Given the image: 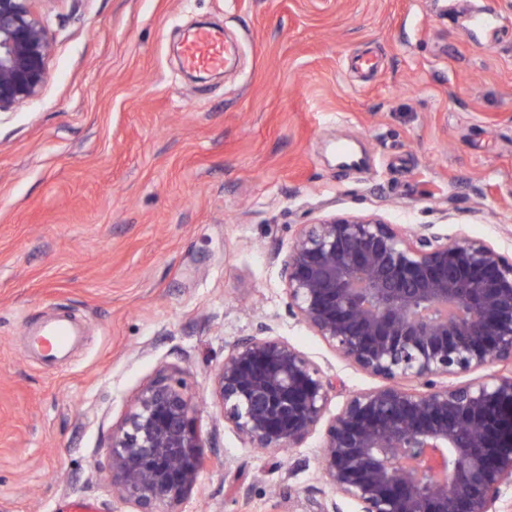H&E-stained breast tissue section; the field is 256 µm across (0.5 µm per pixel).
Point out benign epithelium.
<instances>
[{
	"label": "benign epithelium",
	"instance_id": "obj_1",
	"mask_svg": "<svg viewBox=\"0 0 512 512\" xmlns=\"http://www.w3.org/2000/svg\"><path fill=\"white\" fill-rule=\"evenodd\" d=\"M38 0H0V112L36 98L53 45ZM288 311L383 385L325 418L332 383L261 327L213 377L251 448L300 447L325 424L322 478L360 512H499L512 492V261L492 245L377 216L304 224L281 262ZM498 364L508 374L455 382ZM186 384L160 373L112 428L109 472L134 512H174L202 468Z\"/></svg>",
	"mask_w": 512,
	"mask_h": 512
}]
</instances>
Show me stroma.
Here are the masks:
<instances>
[{"label":"stroma","mask_w":512,"mask_h":512,"mask_svg":"<svg viewBox=\"0 0 512 512\" xmlns=\"http://www.w3.org/2000/svg\"><path fill=\"white\" fill-rule=\"evenodd\" d=\"M40 95L0 114V512H132L109 439L176 373L206 466L176 512H357L321 477L323 430L260 451L212 374L267 324L335 378L380 379L288 312L280 258L329 212L435 225L512 260V0H39ZM207 23L236 68L177 50ZM81 336L44 365L32 328Z\"/></svg>","instance_id":"35a3bbf8"}]
</instances>
